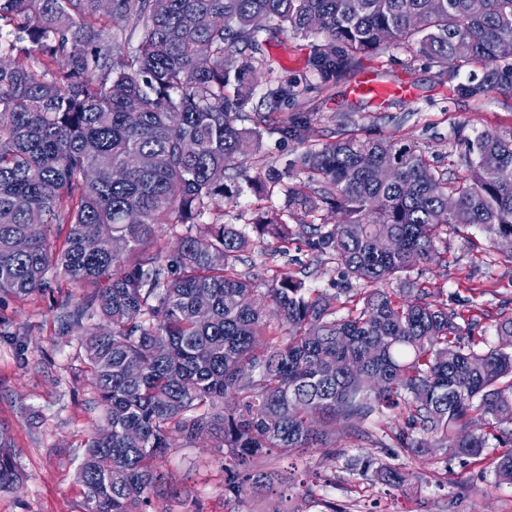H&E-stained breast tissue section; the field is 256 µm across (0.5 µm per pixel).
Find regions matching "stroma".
<instances>
[{
    "mask_svg": "<svg viewBox=\"0 0 512 512\" xmlns=\"http://www.w3.org/2000/svg\"><path fill=\"white\" fill-rule=\"evenodd\" d=\"M314 38L271 39L266 57L277 77L298 86L297 100L282 103L278 114L306 112V139L272 132L263 138L253 172L264 178L284 172L296 160L305 140H336L342 133L402 136L416 142L439 170L450 176L463 171V136L489 130L512 131V96L499 93L482 99L456 96L448 80L425 58H411L388 47L362 60L360 73L372 72L389 84L405 83L408 94L378 104L351 95V80H336L308 62ZM285 209L281 195L257 196L243 186L234 204L224 207L223 221L249 228L257 208ZM294 270L308 287L335 296L343 277L335 263L301 251ZM423 282L433 300L448 304L463 321L476 324L472 345L482 350L497 344L495 324L512 316V263L491 248L476 227L467 235L449 232L448 247L436 261L410 272ZM85 289L60 277L23 298L0 299V428L12 441L21 482L0 490V512H85L78 468L89 439L102 423V411L88 384L80 338L90 320L64 325L65 309L76 307ZM497 448L478 458H448L442 449L408 456L390 448L368 446L362 438L337 432L334 446L313 448L293 456L271 454L264 471L312 480L309 496L287 491L251 489L244 504L224 500V459L210 441L170 449L164 469L176 495L165 512H512V485L496 484L493 461ZM384 464L401 467L409 487L401 492L382 484L373 471Z\"/></svg>",
    "mask_w": 512,
    "mask_h": 512,
    "instance_id": "obj_1",
    "label": "stroma"
}]
</instances>
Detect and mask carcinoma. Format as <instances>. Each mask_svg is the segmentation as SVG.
<instances>
[{
	"label": "carcinoma",
	"instance_id": "obj_1",
	"mask_svg": "<svg viewBox=\"0 0 512 512\" xmlns=\"http://www.w3.org/2000/svg\"><path fill=\"white\" fill-rule=\"evenodd\" d=\"M473 2L112 0L104 11L99 0H0L11 27L0 26V295L38 291L53 271L90 289L68 317L103 321L82 341L104 417L78 472L87 512H146L173 493L169 449L203 434L224 454V499L242 503L274 483L254 471L263 456L328 447L336 423L355 432L396 409L403 452L477 458L494 441L506 449L495 483L512 484V317L496 326L500 345L478 352L466 343L475 323H458L424 284L379 287L436 260L450 224L482 229L512 262L499 245L512 239V180L499 176L512 169V133L463 137L466 174L453 181L405 138L310 143L288 163L292 181L264 187L285 196L299 230L270 207L256 241L221 222L251 181L243 145L256 152L269 129L310 127L302 112L272 127L269 113L245 110L260 85L271 110L301 94L272 77L262 34L324 35L311 65L338 78L396 46L443 71L479 65L460 98L512 94V58L500 57L512 0ZM33 52V65L9 61ZM324 210L336 223H314ZM36 223L42 234L17 250ZM53 231L64 234L57 250ZM296 235L375 288L341 289L351 307L340 316L337 297L286 265L263 290L237 269L257 241L285 253ZM376 475L407 491L399 467ZM19 481L1 428L0 490Z\"/></svg>",
	"mask_w": 512,
	"mask_h": 512
}]
</instances>
